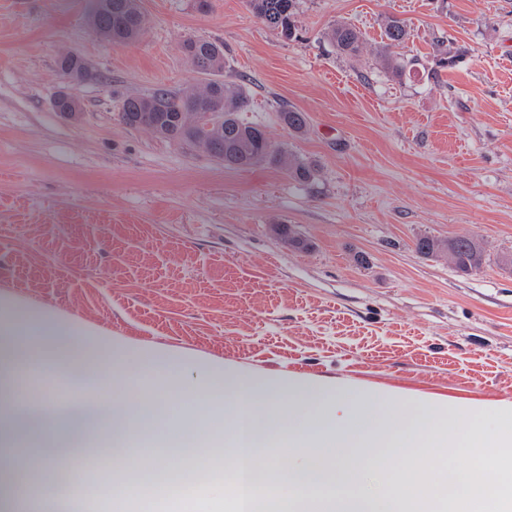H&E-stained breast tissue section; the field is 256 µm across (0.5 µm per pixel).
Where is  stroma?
I'll return each instance as SVG.
<instances>
[{
	"label": "stroma",
	"instance_id": "stroma-1",
	"mask_svg": "<svg viewBox=\"0 0 512 512\" xmlns=\"http://www.w3.org/2000/svg\"><path fill=\"white\" fill-rule=\"evenodd\" d=\"M141 8L143 36L115 46L89 27L86 0H0V290L160 354L135 388L163 387L166 360L187 361L186 396L138 419L141 449L167 452L173 423L220 417L223 392L200 385L227 362L260 385L397 392L408 434L424 398L512 407V0H298L292 41L243 0ZM391 15L409 32L400 77L377 60ZM335 22L362 33L361 61L324 40ZM189 36L223 43L224 79L251 94L244 119L311 163L309 183L227 170L121 124L125 95L198 82L179 50ZM67 50L99 74L74 89L76 122L52 107ZM283 104L307 113L303 134L279 123ZM276 224L310 249L288 248ZM463 234L486 242L471 275L414 248ZM182 457L181 470L138 472L142 512H183L187 496L223 512V434Z\"/></svg>",
	"mask_w": 512,
	"mask_h": 512
}]
</instances>
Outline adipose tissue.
<instances>
[{
    "instance_id": "1",
    "label": "adipose tissue",
    "mask_w": 512,
    "mask_h": 512,
    "mask_svg": "<svg viewBox=\"0 0 512 512\" xmlns=\"http://www.w3.org/2000/svg\"><path fill=\"white\" fill-rule=\"evenodd\" d=\"M72 332L68 320L26 310L12 296L0 293V447H18L28 434L42 436L43 472L67 474L74 469L69 450L72 441L88 427L105 423L112 429V445L118 450L108 478L120 485L127 473V458L119 449L134 434L144 407L124 385L113 384L108 391L91 387L66 401L46 399L42 413L21 410L29 396L16 384L18 364H40L47 349L63 358L55 343ZM207 387L224 392V454L232 472L239 475L259 463L271 471L287 468L296 484H314L320 491L319 496L302 501L303 512H384L377 496L354 494L348 487L374 467L380 449L389 447L406 458L415 449L436 448L445 454L465 455L477 466L494 459V496L468 498L464 505L468 512H512V408L492 410L499 426L491 434L463 406L434 402L427 421L404 438L400 435L404 406L394 393L353 394L343 385L304 377L260 388L232 363L212 369ZM285 393L293 398L294 406L284 413L279 403ZM273 423L288 439V457L268 459L263 454Z\"/></svg>"
}]
</instances>
